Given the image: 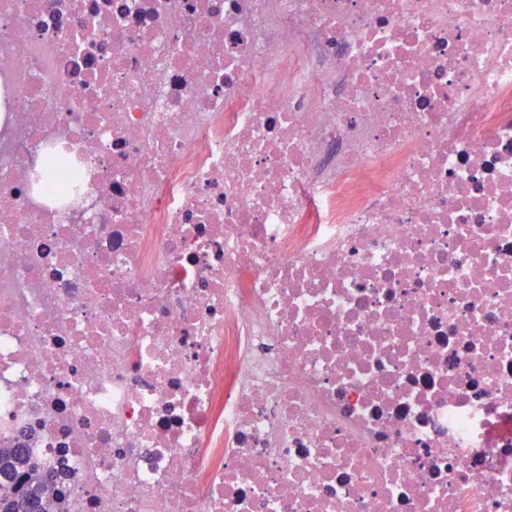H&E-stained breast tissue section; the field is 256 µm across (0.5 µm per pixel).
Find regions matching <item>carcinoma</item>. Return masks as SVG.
Listing matches in <instances>:
<instances>
[{
    "mask_svg": "<svg viewBox=\"0 0 512 512\" xmlns=\"http://www.w3.org/2000/svg\"><path fill=\"white\" fill-rule=\"evenodd\" d=\"M62 494L26 448L0 447V512H56Z\"/></svg>",
    "mask_w": 512,
    "mask_h": 512,
    "instance_id": "1",
    "label": "carcinoma"
}]
</instances>
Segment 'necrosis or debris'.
<instances>
[{"mask_svg":"<svg viewBox=\"0 0 512 512\" xmlns=\"http://www.w3.org/2000/svg\"><path fill=\"white\" fill-rule=\"evenodd\" d=\"M17 446L61 512H512V0H0Z\"/></svg>","mask_w":512,"mask_h":512,"instance_id":"4bbe7bcc","label":"necrosis or debris"}]
</instances>
